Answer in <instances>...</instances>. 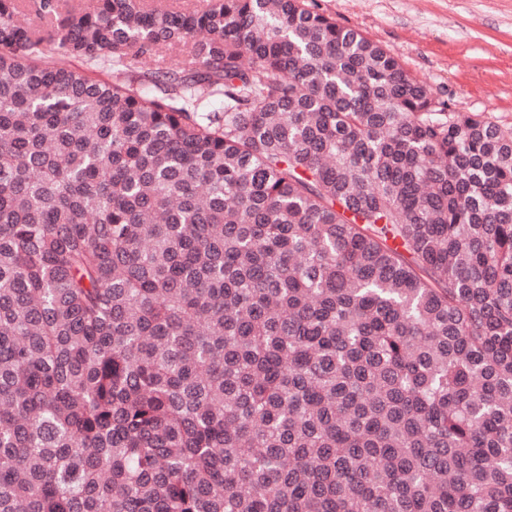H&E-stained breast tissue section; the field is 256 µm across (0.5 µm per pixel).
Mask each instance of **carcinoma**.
<instances>
[{"label": "carcinoma", "mask_w": 512, "mask_h": 512, "mask_svg": "<svg viewBox=\"0 0 512 512\" xmlns=\"http://www.w3.org/2000/svg\"><path fill=\"white\" fill-rule=\"evenodd\" d=\"M0 512H512V131L307 0H0Z\"/></svg>", "instance_id": "1"}]
</instances>
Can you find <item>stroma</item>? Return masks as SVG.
Returning a JSON list of instances; mask_svg holds the SVG:
<instances>
[{
  "instance_id": "obj_1",
  "label": "stroma",
  "mask_w": 512,
  "mask_h": 512,
  "mask_svg": "<svg viewBox=\"0 0 512 512\" xmlns=\"http://www.w3.org/2000/svg\"><path fill=\"white\" fill-rule=\"evenodd\" d=\"M360 30L456 112L512 130V0H309Z\"/></svg>"
}]
</instances>
